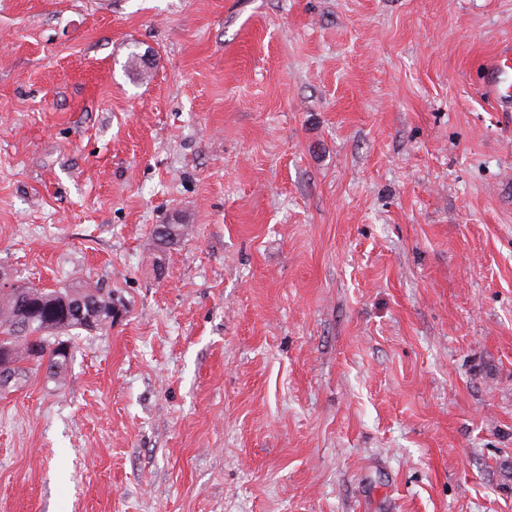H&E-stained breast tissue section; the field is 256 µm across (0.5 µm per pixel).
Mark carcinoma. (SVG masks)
Returning <instances> with one entry per match:
<instances>
[{
  "mask_svg": "<svg viewBox=\"0 0 512 512\" xmlns=\"http://www.w3.org/2000/svg\"><path fill=\"white\" fill-rule=\"evenodd\" d=\"M185 224H161L154 236L161 245H170L186 236ZM113 301L112 294L102 291L88 281H77L59 289L20 284L0 287V337L15 349L6 366H0V389L22 378L30 352L37 349L46 354L53 367L48 374L56 383L65 380L72 352H59L57 347L71 344L69 334L74 330L92 332L102 329L89 321V312L78 314L80 305L92 302L102 307Z\"/></svg>",
  "mask_w": 512,
  "mask_h": 512,
  "instance_id": "1",
  "label": "carcinoma"
}]
</instances>
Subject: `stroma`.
Wrapping results in <instances>:
<instances>
[{
	"label": "stroma",
	"instance_id": "obj_1",
	"mask_svg": "<svg viewBox=\"0 0 512 512\" xmlns=\"http://www.w3.org/2000/svg\"><path fill=\"white\" fill-rule=\"evenodd\" d=\"M509 42L512 0H0V266L121 304L0 390V512H512ZM511 56V57H510ZM512 63V45L507 43L499 48L486 62L487 70L485 93L496 100L510 98V88H505L501 75Z\"/></svg>",
	"mask_w": 512,
	"mask_h": 512
}]
</instances>
